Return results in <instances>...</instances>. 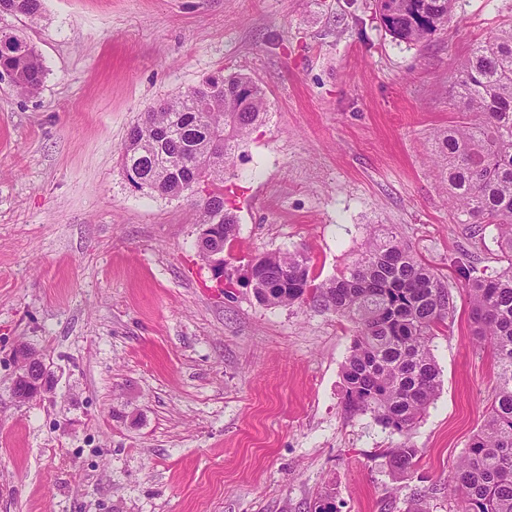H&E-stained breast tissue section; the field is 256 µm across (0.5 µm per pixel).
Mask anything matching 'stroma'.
<instances>
[{"label":"stroma","instance_id":"obj_1","mask_svg":"<svg viewBox=\"0 0 512 512\" xmlns=\"http://www.w3.org/2000/svg\"><path fill=\"white\" fill-rule=\"evenodd\" d=\"M14 24L47 69L38 94L0 77V512H456L448 481L486 415L497 365L459 274L499 269L493 238L452 220L432 133L458 120L448 80L512 0H461L447 29L394 41L374 0H43ZM261 84L268 114L224 197V275L200 257L194 199L128 181L121 147L149 107L217 72ZM447 278L432 349L441 387L401 437L342 406L353 326L307 304L267 307L249 260L300 249L324 281L370 227ZM52 389L18 403L15 351Z\"/></svg>","mask_w":512,"mask_h":512}]
</instances>
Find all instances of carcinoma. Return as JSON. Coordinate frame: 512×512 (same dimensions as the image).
Instances as JSON below:
<instances>
[{"label": "carcinoma", "mask_w": 512, "mask_h": 512, "mask_svg": "<svg viewBox=\"0 0 512 512\" xmlns=\"http://www.w3.org/2000/svg\"><path fill=\"white\" fill-rule=\"evenodd\" d=\"M386 32L420 43L448 27L460 0H375ZM42 0H0V73L23 95L38 92L46 75L41 54L9 17L36 20ZM453 106L462 121L433 131L438 179L455 205L454 221L471 236L496 231L499 261L489 274L463 265L474 335L494 352L498 368L487 416L452 477L457 512H512V22L477 41L451 77ZM267 116L264 88L251 77L218 73L188 92L151 107L130 128L122 147L128 180L159 196L202 192L199 225L220 226L203 257L232 247L235 215L225 208L224 174L241 143ZM257 300L267 306L311 301L353 324L343 366L344 410L371 414L408 437L441 385L432 342L452 309L448 281L419 260L396 235L375 230L346 270L319 283L310 258L285 249L249 263ZM391 468L406 473L419 449L404 441L385 450Z\"/></svg>", "instance_id": "carcinoma-1"}]
</instances>
